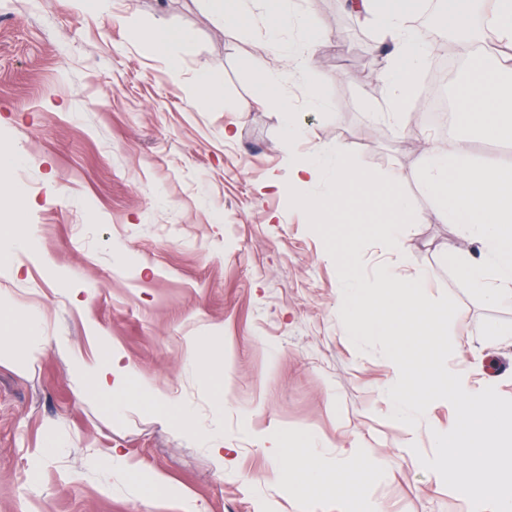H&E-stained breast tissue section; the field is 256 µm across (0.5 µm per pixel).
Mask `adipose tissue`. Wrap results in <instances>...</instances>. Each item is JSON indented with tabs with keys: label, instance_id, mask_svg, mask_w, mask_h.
I'll use <instances>...</instances> for the list:
<instances>
[{
	"label": "adipose tissue",
	"instance_id": "1",
	"mask_svg": "<svg viewBox=\"0 0 512 512\" xmlns=\"http://www.w3.org/2000/svg\"><path fill=\"white\" fill-rule=\"evenodd\" d=\"M418 8V0H352L351 9L364 21L374 24L391 42L388 76L393 89V112L401 110L400 100L415 77L428 47L418 45L408 22ZM474 17L493 37L492 45L469 48L468 66L462 74L455 99V111L464 131L454 139L447 154L429 155L424 160L420 183L423 190L438 197L440 217L449 219L462 230L478 238L485 256L461 263L460 272L467 282L491 302L512 303V168H491L471 155L467 130L476 128L512 137V92L501 88L503 76L512 75V0H448L442 11L446 27H459L466 17ZM254 107L280 110L288 139L301 137L288 101L281 93L284 78L272 70L266 60L253 58ZM336 166L326 170L321 151H314L296 162L290 172L293 184L303 186L326 176L336 184L337 195L346 197L370 184L373 178L351 168L344 147L335 151ZM402 177H395L386 188L387 202L380 207L374 222L395 250L403 244L396 232L410 212V202L401 192ZM99 353L87 355L66 344H58L59 355L69 367L79 394L89 392L112 403L146 400L152 413L169 419L173 407L164 392H144L131 388L129 366L124 354L106 341H99ZM290 486L295 495H312L315 487L342 491L356 483L359 472H374L379 461L366 453L356 456L352 465L333 469L316 465L303 449L285 448Z\"/></svg>",
	"mask_w": 512,
	"mask_h": 512
}]
</instances>
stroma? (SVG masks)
<instances>
[{"mask_svg": "<svg viewBox=\"0 0 512 512\" xmlns=\"http://www.w3.org/2000/svg\"><path fill=\"white\" fill-rule=\"evenodd\" d=\"M293 9L326 23L327 45L282 88L305 132L289 143L277 108L246 107L251 59L281 67L280 42L304 39L291 21L272 42L264 0L245 29L217 24L208 0H0V144L19 156L0 167V233L33 235L21 274L0 261V512H346V491L294 495L268 447L307 436L330 467L378 456L360 491L379 512H468L418 460L432 455L433 431L454 424L453 406L433 402L414 428L391 419L393 363L348 337L336 264L289 205L293 163L317 148L334 162L341 145L378 186L404 173L414 217L400 227L394 274L456 300L448 368L508 399L512 305L459 275L457 260L481 258V246L437 218L420 186L424 156L448 140L446 126L413 118L426 73L406 94L405 134L390 135L382 33L344 0ZM158 21L194 36L177 66L139 36ZM204 70L224 77L218 99L197 90ZM25 310L43 316L45 342ZM94 336L123 351L133 385L161 388L188 418L163 422L137 401L116 414L78 396L55 344L88 353ZM216 428L229 449L220 465L202 438ZM114 446L180 497L148 498L118 472L102 481L90 456Z\"/></svg>", "mask_w": 512, "mask_h": 512, "instance_id": "stroma-1", "label": "stroma"}]
</instances>
